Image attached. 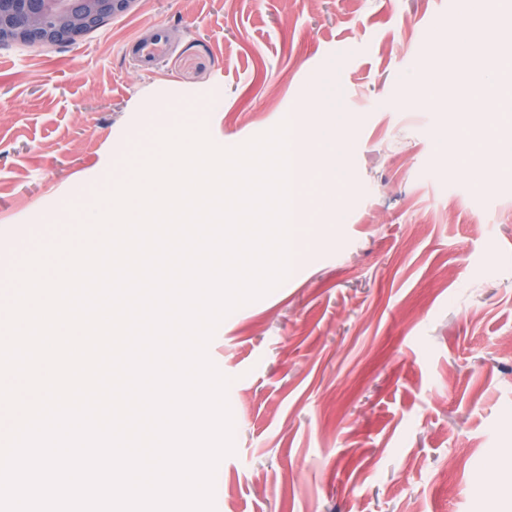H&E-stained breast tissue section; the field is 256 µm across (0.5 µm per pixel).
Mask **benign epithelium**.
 Returning a JSON list of instances; mask_svg holds the SVG:
<instances>
[{"mask_svg":"<svg viewBox=\"0 0 512 512\" xmlns=\"http://www.w3.org/2000/svg\"><path fill=\"white\" fill-rule=\"evenodd\" d=\"M139 0H0V47L57 48L76 43Z\"/></svg>","mask_w":512,"mask_h":512,"instance_id":"obj_1","label":"benign epithelium"}]
</instances>
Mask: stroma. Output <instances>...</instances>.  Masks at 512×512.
Wrapping results in <instances>:
<instances>
[{
    "instance_id": "1",
    "label": "stroma",
    "mask_w": 512,
    "mask_h": 512,
    "mask_svg": "<svg viewBox=\"0 0 512 512\" xmlns=\"http://www.w3.org/2000/svg\"><path fill=\"white\" fill-rule=\"evenodd\" d=\"M459 22L448 0H140L72 46L0 47V290L160 131L237 146L317 119L325 81L354 119L295 275L208 348L234 421L215 512H512V176L458 164L459 63L419 64ZM150 24L154 73L122 50Z\"/></svg>"
}]
</instances>
